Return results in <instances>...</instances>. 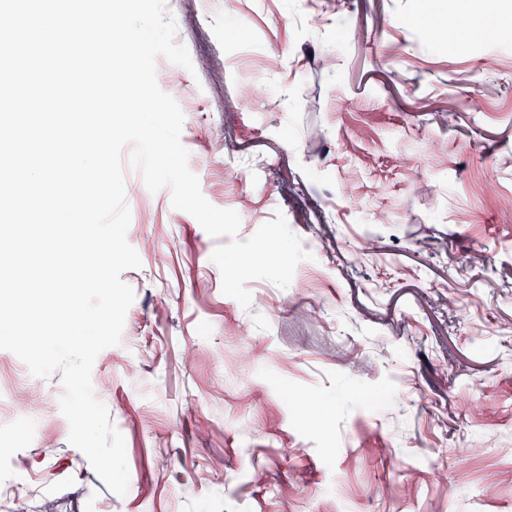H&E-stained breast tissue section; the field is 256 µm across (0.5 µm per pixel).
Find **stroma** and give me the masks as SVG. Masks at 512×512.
<instances>
[{
    "instance_id": "35a3bbf8",
    "label": "stroma",
    "mask_w": 512,
    "mask_h": 512,
    "mask_svg": "<svg viewBox=\"0 0 512 512\" xmlns=\"http://www.w3.org/2000/svg\"><path fill=\"white\" fill-rule=\"evenodd\" d=\"M165 10L194 66L181 142L203 196L242 240L283 213L310 257L287 287L248 281L242 307L211 260L227 237L125 166L141 265L91 381L128 491L70 444L60 374L4 349L0 402L32 431L0 420V481L24 466L38 512H512V0L489 18L476 0ZM485 19L506 36L473 44Z\"/></svg>"
}]
</instances>
